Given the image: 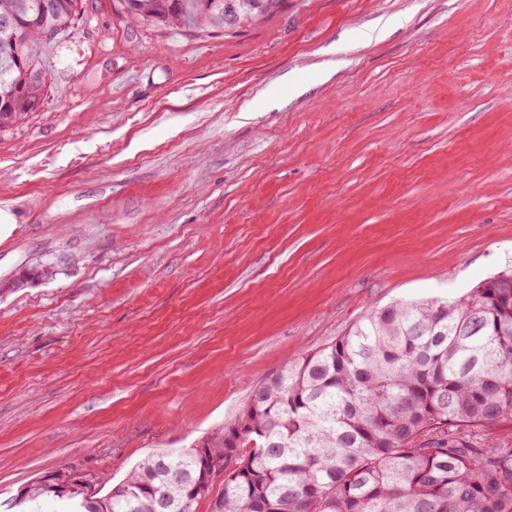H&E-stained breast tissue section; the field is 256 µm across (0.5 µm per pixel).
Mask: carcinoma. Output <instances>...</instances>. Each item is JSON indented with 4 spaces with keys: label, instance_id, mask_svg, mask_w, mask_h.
Here are the masks:
<instances>
[{
    "label": "carcinoma",
    "instance_id": "obj_1",
    "mask_svg": "<svg viewBox=\"0 0 512 512\" xmlns=\"http://www.w3.org/2000/svg\"><path fill=\"white\" fill-rule=\"evenodd\" d=\"M40 0H0L18 14L22 37L0 35V129L39 107L46 73L42 40L67 31L84 0L59 15ZM125 0L133 17L185 36L234 28L282 0ZM500 273L457 300L396 302L371 311L324 347L273 373L253 389L234 420L198 446L156 451L104 496L95 485L57 493L53 476L36 479L17 504L67 503L62 512H512V441L490 431L512 422V299ZM249 449L219 486L188 501L186 481Z\"/></svg>",
    "mask_w": 512,
    "mask_h": 512
}]
</instances>
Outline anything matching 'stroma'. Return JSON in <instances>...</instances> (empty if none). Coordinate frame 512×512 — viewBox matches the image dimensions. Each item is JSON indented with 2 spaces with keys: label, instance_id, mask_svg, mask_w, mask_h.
Instances as JSON below:
<instances>
[{
  "label": "stroma",
  "instance_id": "stroma-1",
  "mask_svg": "<svg viewBox=\"0 0 512 512\" xmlns=\"http://www.w3.org/2000/svg\"><path fill=\"white\" fill-rule=\"evenodd\" d=\"M0 129V503L101 492L395 301L512 270V0H283L188 37L84 0Z\"/></svg>",
  "mask_w": 512,
  "mask_h": 512
}]
</instances>
